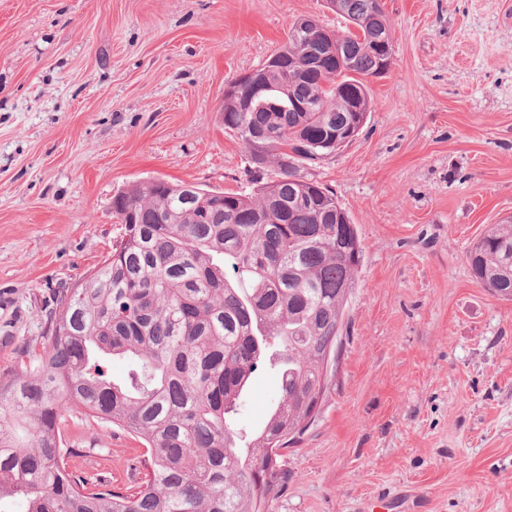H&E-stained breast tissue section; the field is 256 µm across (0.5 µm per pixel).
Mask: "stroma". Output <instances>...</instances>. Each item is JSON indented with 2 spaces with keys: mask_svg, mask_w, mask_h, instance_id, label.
Listing matches in <instances>:
<instances>
[{
  "mask_svg": "<svg viewBox=\"0 0 512 512\" xmlns=\"http://www.w3.org/2000/svg\"><path fill=\"white\" fill-rule=\"evenodd\" d=\"M380 3L394 52L367 122L303 168L362 256L327 391L266 509L512 512V300L466 258L512 216V0ZM302 16L345 30L326 0H0V372L111 252L119 191H250L224 91ZM278 394L257 373L239 426L262 429ZM89 428L70 413L67 441L113 487L137 482L139 440Z\"/></svg>",
  "mask_w": 512,
  "mask_h": 512,
  "instance_id": "1",
  "label": "stroma"
}]
</instances>
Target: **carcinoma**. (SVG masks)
<instances>
[{
  "label": "carcinoma",
  "mask_w": 512,
  "mask_h": 512,
  "mask_svg": "<svg viewBox=\"0 0 512 512\" xmlns=\"http://www.w3.org/2000/svg\"><path fill=\"white\" fill-rule=\"evenodd\" d=\"M330 5L352 28L294 21L258 68L264 94L247 112L224 103L253 192L154 179L114 196L124 232L112 253L58 300L46 343L0 374V499L25 512H256L254 486L276 493L269 449L287 448L288 426L307 414L360 262L355 225L300 166L336 151L343 127L367 117L369 79L392 58L377 46L389 28L379 0ZM297 101L313 107L299 112ZM467 259L493 295L512 300L511 217ZM110 355L135 361L124 380L109 376ZM268 363L279 397L246 459L231 419ZM73 411L142 441L136 484L116 490L74 464L82 453L63 439Z\"/></svg>",
  "instance_id": "cac0c4a2"
}]
</instances>
